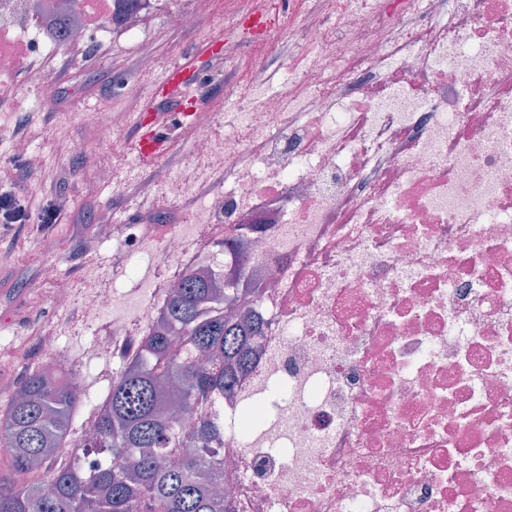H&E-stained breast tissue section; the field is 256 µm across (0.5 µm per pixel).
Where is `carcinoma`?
Listing matches in <instances>:
<instances>
[{"label":"carcinoma","instance_id":"obj_1","mask_svg":"<svg viewBox=\"0 0 512 512\" xmlns=\"http://www.w3.org/2000/svg\"><path fill=\"white\" fill-rule=\"evenodd\" d=\"M232 287L192 271L173 289L140 357L112 381L92 436L74 442L111 458L90 477L49 467L51 448L72 439L82 397L73 382L30 371L22 394L0 404V512H224V499L209 490L223 477L212 460L219 433L206 421L186 430L167 415L163 385L178 382L188 415L211 394H231L261 332L252 317L227 318L218 308L231 301ZM173 329L183 352L172 348ZM16 473L26 475L25 484H15Z\"/></svg>","mask_w":512,"mask_h":512}]
</instances>
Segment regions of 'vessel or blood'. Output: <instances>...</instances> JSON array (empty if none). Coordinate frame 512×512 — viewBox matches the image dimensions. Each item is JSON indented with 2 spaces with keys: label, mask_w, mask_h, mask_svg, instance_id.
<instances>
[{
  "label": "vessel or blood",
  "mask_w": 512,
  "mask_h": 512,
  "mask_svg": "<svg viewBox=\"0 0 512 512\" xmlns=\"http://www.w3.org/2000/svg\"><path fill=\"white\" fill-rule=\"evenodd\" d=\"M279 15L260 9L239 10L232 19L234 29L250 35H264L275 29ZM214 47L206 38L182 53L178 64L151 87L149 94L156 106L152 112L138 115L132 125V149L138 161L154 164L168 157L177 134H190L201 103V86L208 74L197 68L196 61Z\"/></svg>",
  "instance_id": "b4317fda"
}]
</instances>
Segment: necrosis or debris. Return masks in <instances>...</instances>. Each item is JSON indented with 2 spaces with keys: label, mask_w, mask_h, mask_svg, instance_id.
<instances>
[{
  "label": "necrosis or debris",
  "mask_w": 512,
  "mask_h": 512,
  "mask_svg": "<svg viewBox=\"0 0 512 512\" xmlns=\"http://www.w3.org/2000/svg\"><path fill=\"white\" fill-rule=\"evenodd\" d=\"M212 0H70L66 39L42 0H0V51L47 59L134 45L148 18L195 27ZM297 51L278 90L255 72L200 113L202 164L155 192L208 197L139 238L101 213L112 266L154 294L55 277L49 308L108 317L97 347L140 352L184 273L237 282L264 320L232 395L183 425L222 429L230 512H512V0H321L267 41ZM223 137H215L216 122ZM141 251L153 271L132 262Z\"/></svg>",
  "instance_id": "obj_1"
}]
</instances>
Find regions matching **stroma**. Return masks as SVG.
<instances>
[{"label":"stroma","mask_w":512,"mask_h":512,"mask_svg":"<svg viewBox=\"0 0 512 512\" xmlns=\"http://www.w3.org/2000/svg\"><path fill=\"white\" fill-rule=\"evenodd\" d=\"M239 6L240 0H216L215 14L189 30L168 27L160 17L151 18L147 38L137 48L100 43L90 34L83 45L63 57L44 61L41 69L0 78V131L11 133L17 120L27 117L28 140L39 159L38 180L52 187L62 177H70L69 186L61 193L73 202L72 210L60 212L58 223L46 230H37L32 224L20 226L16 249L0 240V365L33 366L39 335L57 326L56 318L46 317L43 309L53 286L45 268L54 267L79 283L86 277L88 258L111 265V243L95 237L100 213L113 212L135 224L139 212L168 208V201L144 193V185L161 182L173 172H191L199 163L191 137L185 136L177 138L170 157L141 165L130 150L128 130L101 140L87 120L89 112L101 106L124 110L130 116L148 111L152 103L147 89L134 85L137 51L153 54L159 71L164 72L176 63L182 49L207 35L222 38L225 52L236 53L242 62L241 67L217 73L219 83L208 107L223 111L224 82L245 80L244 64L253 54L230 28ZM119 78L127 84L124 94L102 92V85ZM89 154L115 171V183L105 185L95 178L84 163ZM46 238L55 242L54 252L42 251L41 242ZM117 366L116 360L103 354L73 369L76 382L86 392L84 410H91L95 398L108 392L111 383L102 373Z\"/></svg>","instance_id":"obj_1"}]
</instances>
